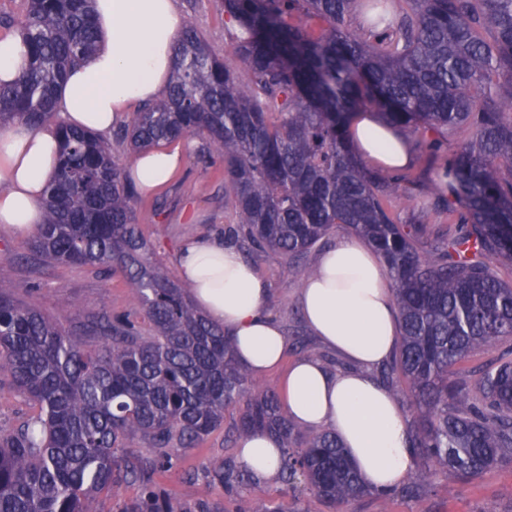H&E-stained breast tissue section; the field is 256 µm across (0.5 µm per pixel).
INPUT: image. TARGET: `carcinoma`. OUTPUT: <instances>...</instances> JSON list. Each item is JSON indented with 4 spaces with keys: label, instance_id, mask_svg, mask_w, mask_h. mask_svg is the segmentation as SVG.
Wrapping results in <instances>:
<instances>
[{
    "label": "carcinoma",
    "instance_id": "1",
    "mask_svg": "<svg viewBox=\"0 0 512 512\" xmlns=\"http://www.w3.org/2000/svg\"><path fill=\"white\" fill-rule=\"evenodd\" d=\"M233 46L216 56L182 29L168 94L131 113L117 141L131 150L190 137L224 163L229 231L244 259L279 254L309 278V251L337 226L368 241L388 268L400 342L378 378L408 417L413 460L467 481L512 462V358L470 371L477 353L512 339V0H221ZM26 66L0 83V125L53 119L67 68L96 45L90 0H24ZM370 17L351 27L357 7ZM323 24L315 32L303 19ZM493 32L488 43L480 31ZM370 106L412 134L461 129L433 202L454 225L400 224L391 206L411 173L382 174L357 155L353 115ZM57 173L28 258L118 275L133 301L72 326L20 302L0 279V372L34 410L0 433V512H224L181 502L158 477L224 422L227 442L265 432L283 448L280 479L303 482L334 509L373 494L336 435L304 434L278 394L235 360L231 336L158 266L137 224L135 188L88 130L59 128ZM139 435L145 447L129 440ZM210 482L269 512L244 464L212 458ZM131 485L138 492L123 497Z\"/></svg>",
    "mask_w": 512,
    "mask_h": 512
}]
</instances>
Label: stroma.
<instances>
[{
    "instance_id": "35a3bbf8",
    "label": "stroma",
    "mask_w": 512,
    "mask_h": 512,
    "mask_svg": "<svg viewBox=\"0 0 512 512\" xmlns=\"http://www.w3.org/2000/svg\"><path fill=\"white\" fill-rule=\"evenodd\" d=\"M180 7L183 23L193 26L217 55H224L231 39L218 0H180ZM412 143V171L418 179L402 185L399 193L429 204L434 200L432 179L437 161L426 152L423 137H413ZM203 148L199 138L186 140V159L180 175L157 195L134 198L136 219L153 247L154 259L168 268L174 267L175 254L187 237L219 235L236 223L231 206L224 201V167L210 164L203 156ZM28 241V236L0 229V262H7L5 279L19 300L68 317L77 312L116 313L130 309L131 301L119 279L106 278L82 266L23 261ZM255 268L271 289L267 312L276 316L285 335L304 331L300 312L303 276L289 272L283 259L272 252L259 257ZM238 418V409H226L223 427L200 447L189 450L179 467L166 475L165 483L177 498L192 502L205 496L225 503L228 512H234L236 504L226 501L222 487L206 485L201 478L187 479L186 474L201 470L211 457L232 455L226 436ZM432 482L431 492L421 500L401 496L384 500L370 495L350 501L342 512H512V463L493 467L467 483L442 479ZM256 492L270 506L284 504L290 512H329L311 493L292 491L279 481L258 484Z\"/></svg>"
}]
</instances>
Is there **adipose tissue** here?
Listing matches in <instances>:
<instances>
[{
	"mask_svg": "<svg viewBox=\"0 0 512 512\" xmlns=\"http://www.w3.org/2000/svg\"><path fill=\"white\" fill-rule=\"evenodd\" d=\"M92 13L97 47L58 85L53 120L36 129L21 120L0 128V226L14 233H30L45 221L59 125L106 137L135 107L168 91L181 29L178 0H93ZM351 133L359 155L383 170L403 169L411 160L407 137L377 115L357 116ZM184 159L182 146H156L137 152L127 170L139 192L150 195L175 177ZM176 267L198 309L229 332L239 365L262 375L282 363L286 338L264 311L270 288L235 247L213 237L187 239ZM300 301L311 333L341 365L308 356L289 366V418L307 430L334 432L372 491L397 486L412 463L410 437L399 404L374 375L400 334L385 266L362 240L340 237L320 254ZM238 456L257 480L278 479L281 449L269 434L244 437Z\"/></svg>",
	"mask_w": 512,
	"mask_h": 512,
	"instance_id": "obj_1",
	"label": "adipose tissue"
}]
</instances>
